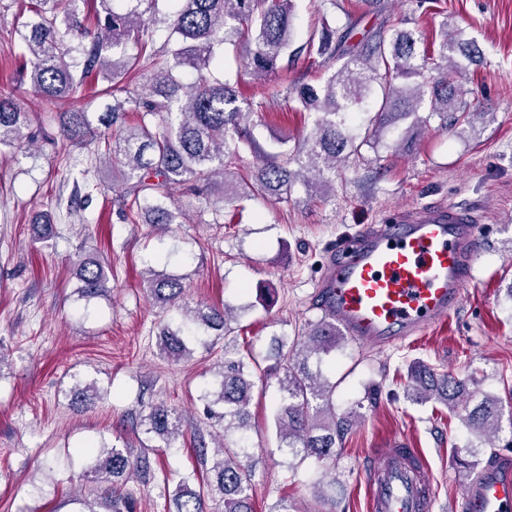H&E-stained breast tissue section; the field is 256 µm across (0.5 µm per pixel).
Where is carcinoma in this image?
<instances>
[{
  "mask_svg": "<svg viewBox=\"0 0 512 512\" xmlns=\"http://www.w3.org/2000/svg\"><path fill=\"white\" fill-rule=\"evenodd\" d=\"M86 0H30V19L21 23L24 44L15 70L20 84L31 85L51 108L74 95L89 81L103 79L99 94L107 97L95 112L85 109L56 112L60 137L44 136L57 153H70L91 142L104 144V166L112 172V184L121 186L118 196L125 217L143 214L149 224H177L186 217L182 204L173 199L178 188L206 201L211 195L224 205L254 195L286 200L295 182L310 183L324 194L331 190L336 168L351 157H362L383 137L395 135L393 146L412 149L417 135L431 128L457 127L469 121L462 100L464 66L458 54L472 61L478 50L460 33H448L443 24L439 42L419 53L417 38L397 30L390 39L365 31L355 38L356 23L341 34L322 24L307 41L293 48L292 12L295 0H171V10L160 13L158 0H97L93 16L80 12ZM165 25L167 36L155 46L150 28ZM137 52L130 55L127 45ZM243 48L245 74L260 79L279 67L283 57L300 52L317 56L322 63L340 62L318 88L301 84L289 90L288 103L297 112L313 115L309 133L294 146L269 156L253 137L252 105L238 104L235 81L218 77L224 47ZM151 71L135 88L125 76L136 68ZM192 71L191 82L182 74ZM135 123H126L129 113ZM372 116L355 134L348 125L354 114ZM409 121L405 129L400 123ZM31 113L12 93H0V147L29 149L37 144ZM246 144L259 158L251 176L231 170ZM108 263L78 258L73 275L87 297L106 291ZM144 283L164 316L158 348L165 358L191 357L190 344L200 335L233 333V317L227 307L196 305L185 301V286L174 275L150 269ZM343 342L336 326L322 318L311 323L279 354L280 402L274 424L280 450L299 461H324L336 456V444L348 431L350 420L336 416L333 395L336 383L323 377V358ZM219 390L203 396L209 419L223 425L224 436L250 429V363L242 358L224 359L219 371ZM478 381L462 380L425 365L410 368L407 396L423 404L437 401L460 413L462 423L479 442L498 438L502 401L512 405V389L506 399L485 395L472 403ZM141 424L144 432L167 445L183 436L181 416L159 403L151 406ZM95 480L107 485L104 496L92 502L82 499L78 512H122L129 499L116 494L114 485L133 474L151 475L149 462L131 458L123 450H99ZM210 471L199 490L179 486L173 498L174 512H206L205 502L219 498L224 512H255L250 494L252 466L242 460L229 442L219 445Z\"/></svg>",
  "mask_w": 512,
  "mask_h": 512,
  "instance_id": "cac0c4a2",
  "label": "carcinoma"
}]
</instances>
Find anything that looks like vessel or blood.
Wrapping results in <instances>:
<instances>
[{
  "mask_svg": "<svg viewBox=\"0 0 512 512\" xmlns=\"http://www.w3.org/2000/svg\"><path fill=\"white\" fill-rule=\"evenodd\" d=\"M477 220L471 209L438 204L370 226L318 285L317 308L353 341L379 348L447 319L480 251ZM367 468L369 512H432L434 491L417 449H383ZM454 512H512V459L477 474Z\"/></svg>",
  "mask_w": 512,
  "mask_h": 512,
  "instance_id": "vessel-or-blood-1",
  "label": "vessel or blood"
}]
</instances>
